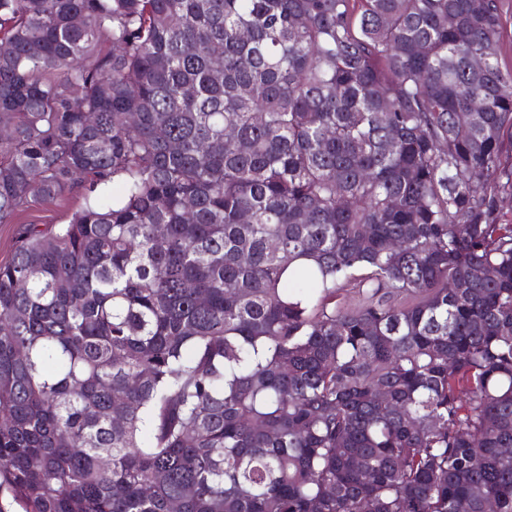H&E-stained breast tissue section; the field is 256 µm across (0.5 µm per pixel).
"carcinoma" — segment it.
Returning a JSON list of instances; mask_svg holds the SVG:
<instances>
[{
    "mask_svg": "<svg viewBox=\"0 0 512 512\" xmlns=\"http://www.w3.org/2000/svg\"><path fill=\"white\" fill-rule=\"evenodd\" d=\"M503 32L502 0H0V224L89 195L0 263V490L512 512Z\"/></svg>",
    "mask_w": 512,
    "mask_h": 512,
    "instance_id": "cac0c4a2",
    "label": "carcinoma"
}]
</instances>
